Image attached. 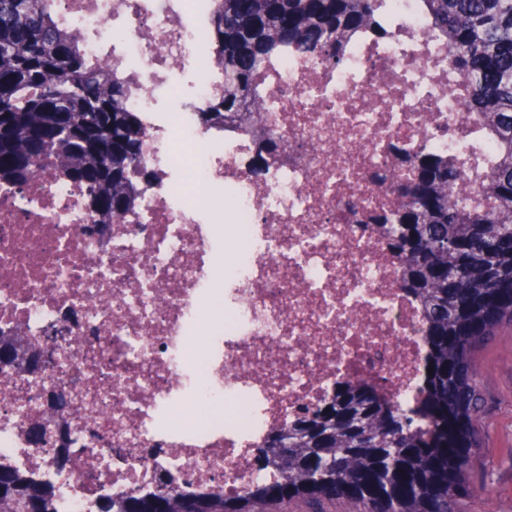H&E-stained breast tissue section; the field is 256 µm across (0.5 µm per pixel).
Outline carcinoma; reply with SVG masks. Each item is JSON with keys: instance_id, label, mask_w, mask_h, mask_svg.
Returning <instances> with one entry per match:
<instances>
[{"instance_id": "carcinoma-1", "label": "carcinoma", "mask_w": 512, "mask_h": 512, "mask_svg": "<svg viewBox=\"0 0 512 512\" xmlns=\"http://www.w3.org/2000/svg\"><path fill=\"white\" fill-rule=\"evenodd\" d=\"M213 30L224 93L200 120L248 112L267 96L259 83L273 60L295 50L337 65L359 36L379 27L385 0H216ZM427 37L463 79L473 129L494 142L497 163L470 178L475 201L455 208L442 189L464 177L457 158L415 155L397 184V207L379 217L398 282L423 315L424 375L414 405L352 381L312 411L288 418L255 448L256 478L235 491L188 494L172 473L156 480L190 512H315L348 502L357 512H464L482 497L474 471L482 448L486 379L480 351L512 337V0H420ZM61 30L49 0H0V177L65 179L94 213L127 209L121 184L142 163L128 88ZM0 493L55 512L51 490L0 466Z\"/></svg>"}]
</instances>
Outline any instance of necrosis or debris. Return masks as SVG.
<instances>
[{"label":"necrosis or debris","instance_id":"4bbe7bcc","mask_svg":"<svg viewBox=\"0 0 512 512\" xmlns=\"http://www.w3.org/2000/svg\"><path fill=\"white\" fill-rule=\"evenodd\" d=\"M89 56L111 54L129 82L144 176L123 223H92L78 188L0 181V335L64 334L67 361L42 365L43 389L19 405L0 382V464L56 480L39 439L57 435L70 476L57 512H97L159 471L187 489L236 490L242 455L336 377L413 402L423 346L415 303L368 214L392 197L376 176L414 153L459 156L475 144L419 38L417 0H387L380 32L339 65L291 52L265 79L269 131L204 126L224 82L211 49L212 0H54ZM175 52L191 79L180 110L160 112ZM307 281L297 294L290 280ZM62 384L95 407L59 433ZM110 463L90 475L81 449Z\"/></svg>","mask_w":512,"mask_h":512}]
</instances>
